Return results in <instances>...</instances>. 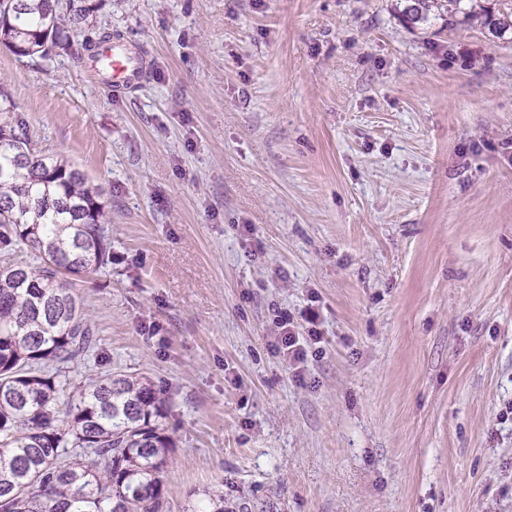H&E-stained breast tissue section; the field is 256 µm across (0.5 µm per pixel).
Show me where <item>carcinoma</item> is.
Masks as SVG:
<instances>
[{
    "label": "carcinoma",
    "instance_id": "carcinoma-1",
    "mask_svg": "<svg viewBox=\"0 0 512 512\" xmlns=\"http://www.w3.org/2000/svg\"><path fill=\"white\" fill-rule=\"evenodd\" d=\"M99 2L0 0V45L23 57L70 51ZM110 40L104 29L78 55ZM107 223L79 168L0 124V512H159L174 442L154 385L105 372L58 407L95 333L71 277L112 264Z\"/></svg>",
    "mask_w": 512,
    "mask_h": 512
}]
</instances>
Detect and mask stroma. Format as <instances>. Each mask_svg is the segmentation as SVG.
<instances>
[{
    "label": "stroma",
    "instance_id": "stroma-1",
    "mask_svg": "<svg viewBox=\"0 0 512 512\" xmlns=\"http://www.w3.org/2000/svg\"><path fill=\"white\" fill-rule=\"evenodd\" d=\"M411 3L105 0L148 61L122 95L0 46V106L110 221L63 396L159 390L162 512H512V28ZM279 318L277 323L279 332L277 336H274L272 346L278 353L283 354V357L288 360L293 369L298 370V363L303 362L306 356L304 345L308 342V339L319 343L321 338L320 332L316 328L311 327L307 331L308 336L300 338L290 316L282 315Z\"/></svg>",
    "mask_w": 512,
    "mask_h": 512
}]
</instances>
